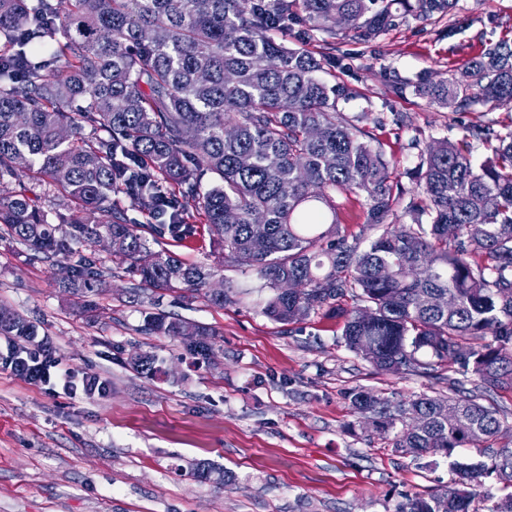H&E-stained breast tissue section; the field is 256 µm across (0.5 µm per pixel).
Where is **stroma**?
<instances>
[{
  "instance_id": "stroma-1",
  "label": "stroma",
  "mask_w": 512,
  "mask_h": 512,
  "mask_svg": "<svg viewBox=\"0 0 512 512\" xmlns=\"http://www.w3.org/2000/svg\"><path fill=\"white\" fill-rule=\"evenodd\" d=\"M502 39L512 41V0H455L428 21L403 14L366 44L337 34L334 73L352 92L337 114L370 111L366 141L414 190L419 146L460 141L473 123L510 124L512 103L430 108L413 84L459 77ZM186 222L191 233L162 247L244 281L224 267L203 217ZM91 253L111 271L84 312L56 286L64 265L0 237V307L34 321L63 365L104 383L101 394L74 398L0 372V512H396L406 496L453 484L446 461L398 456L347 399L358 387L393 400L444 395L447 381L376 371L346 348L335 316L321 310L285 325L250 298L180 307L211 334L212 354L199 359L179 340L145 335L149 295L133 294L107 248ZM146 351L158 357L151 377L130 366ZM199 461L231 481H199Z\"/></svg>"
}]
</instances>
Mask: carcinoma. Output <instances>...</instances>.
Instances as JSON below:
<instances>
[{"mask_svg":"<svg viewBox=\"0 0 512 512\" xmlns=\"http://www.w3.org/2000/svg\"><path fill=\"white\" fill-rule=\"evenodd\" d=\"M396 3L427 21L452 0H68L64 12L52 0H0V182L22 159L29 178L69 202V214H56L20 182L0 192V226L33 256L68 264L57 288L83 303L106 287L83 249L106 237L134 290L236 304L245 285L212 290L213 267L151 247L198 212L224 264L272 290L257 303L267 318L297 323L336 306L347 348L376 370L448 371V396L393 401L358 387L348 399L395 452L451 460L454 486L399 512H470L482 479L512 484V447L498 445L512 439V422L480 403L512 390V127L472 124L459 143L427 145L409 194L362 140L370 112L336 120L351 91L325 78L334 57L277 38L294 21L324 42L339 26L366 43L395 24ZM472 86L492 109L512 102L511 43L487 47L461 79L414 92L438 108L466 106ZM471 140L492 151L478 168ZM131 181L162 223L132 224L112 206ZM165 185L181 194L170 214L158 197ZM338 194L368 205L351 242L338 232ZM347 296L360 305L340 307ZM190 327L158 309L144 331L208 356L212 345L199 340L208 332L189 337ZM0 335L36 327L0 307ZM155 362L141 353L132 365L149 375ZM458 448L479 459L453 458ZM194 475L226 482L207 462Z\"/></svg>","mask_w":512,"mask_h":512,"instance_id":"cac0c4a2","label":"carcinoma"}]
</instances>
